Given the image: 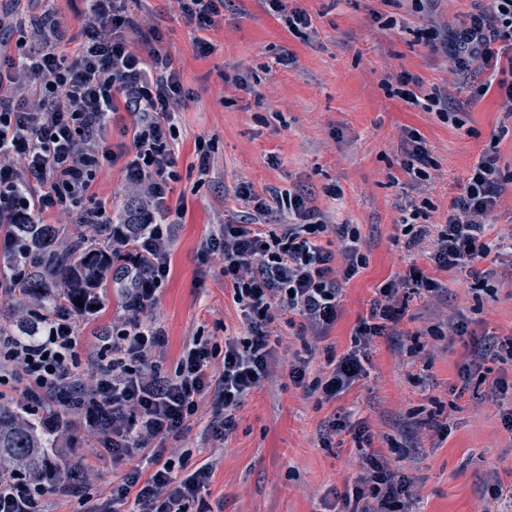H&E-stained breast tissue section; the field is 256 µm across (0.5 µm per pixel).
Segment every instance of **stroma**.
I'll return each mask as SVG.
<instances>
[{"label": "stroma", "mask_w": 512, "mask_h": 512, "mask_svg": "<svg viewBox=\"0 0 512 512\" xmlns=\"http://www.w3.org/2000/svg\"><path fill=\"white\" fill-rule=\"evenodd\" d=\"M302 8L318 34L306 40L290 33L279 14L260 0H231L224 20L210 31L215 52L197 57L176 0H153L137 15L141 32L161 28L163 45L182 73L195 102L177 116L176 167L169 204L182 211L171 244V273L151 310L167 336L154 359L173 373L188 342L197 336L243 335L244 321L224 286L223 263L202 243L213 223L240 219L236 187L256 191L303 190L334 224L357 227L368 257L365 269L344 286L341 315L326 343L317 344L309 373L321 374L326 344L345 352L378 286L408 277L411 268L431 272L430 243L406 250L398 227L410 204L429 201L426 221L444 222L478 157L495 152L512 176V134H501V104L495 94L470 99L460 93L461 124L444 120L399 98L388 97L384 77L410 74L424 85H455L445 52L431 51L418 29L445 28L466 12L469 0H433L424 11L411 0H288ZM395 18L390 29L381 19ZM289 64H279L283 54ZM246 80L247 89L235 85ZM415 128L427 142L434 165L423 186L401 168L403 131ZM217 136L206 181L197 176L195 140ZM487 282H479L480 274ZM441 292L410 299L398 323L399 336L378 338L367 378L328 403L306 394L288 378V362L302 354L293 328L278 323V360L269 380L245 397L237 426L224 447L209 432V396L199 399L190 427L165 444V456L187 457L189 466L215 463L203 490L216 512H334V491L358 473L360 454L349 434L323 447L329 418L366 419L373 446L413 480L409 512H512L490 497L493 481L512 483V432L501 416L512 402L494 396L483 376L512 377V366L486 360L481 375L462 382L461 343L451 341L448 322L465 316L477 335L512 336V256H489L473 271L442 272ZM118 290L94 319H79L81 372H89L103 338L123 313ZM55 412L75 435L65 449L64 482L84 485L96 500L109 497L111 467H100L98 437L83 418L62 405ZM452 425L448 437L420 429L429 414Z\"/></svg>", "instance_id": "obj_1"}]
</instances>
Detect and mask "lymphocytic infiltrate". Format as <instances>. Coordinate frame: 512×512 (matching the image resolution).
Masks as SVG:
<instances>
[{"mask_svg":"<svg viewBox=\"0 0 512 512\" xmlns=\"http://www.w3.org/2000/svg\"><path fill=\"white\" fill-rule=\"evenodd\" d=\"M81 41L64 54L67 24L48 11L42 20L55 37L48 43L27 42L0 22V223L33 224L51 212H73L82 224H111L112 253L119 260L114 280L121 285L125 317L105 342L108 352L92 376L84 406L90 425L101 424L102 410L112 413L103 451L122 463L134 451H149L152 469L126 470L112 484L113 503L128 512H212L202 498L214 466L188 469L164 455L163 442L180 436L198 411L197 398L213 395L210 427L215 440L228 442L236 427L235 411L243 398L272 373L276 349L272 324L283 320L300 341L327 337L340 316L341 285L367 265L356 227L330 224L302 191L266 199L247 183L235 197L251 210L250 221H225L202 247L224 263V283L247 328L243 337L223 342L197 337L183 350L172 375H161L152 361L166 336L147 321L171 271L175 224L167 220L175 180V120L193 94L185 89L170 53L161 49L163 33H139L128 0H83ZM192 33L197 56L215 50L208 31L224 17V0H177ZM430 48L447 51L472 96L497 91L512 119V0H471V8L447 33L421 30ZM389 96L405 97L424 110H438L457 121L459 104L439 86H424L413 76L386 84ZM128 112V142L111 143L106 130L119 112ZM120 165L125 183L138 193L151 219L112 223L98 200L96 176L104 166ZM505 177L498 157L483 152L462 193L443 223H419L412 209L402 232L406 249L431 241L436 270L470 267L492 251L505 248L504 238L490 236V217L503 193ZM281 217L270 227V216ZM336 233L339 252L317 244ZM436 278L417 274L390 279L356 326L348 350L328 353V369L308 375L309 360L296 358L288 377L305 393L321 392L325 400L348 392L367 377L371 345L389 335L407 296L438 291ZM78 325L73 317L48 319L34 341L0 335V366L15 367L31 397L48 398L75 385ZM222 370L213 373L214 359ZM409 482L379 454H366L351 490L340 494L345 512H401L400 498ZM0 512H43L42 492L33 482L0 475Z\"/></svg>","mask_w":512,"mask_h":512,"instance_id":"lymphocytic-infiltrate-1","label":"lymphocytic infiltrate"}]
</instances>
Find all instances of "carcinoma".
<instances>
[{"label": "carcinoma", "mask_w": 512, "mask_h": 512, "mask_svg": "<svg viewBox=\"0 0 512 512\" xmlns=\"http://www.w3.org/2000/svg\"><path fill=\"white\" fill-rule=\"evenodd\" d=\"M0 240V278L21 306V317L0 324L1 333L33 340L46 316L85 315L79 300L105 306L115 263L112 225L0 223ZM72 442L65 427L0 404L1 469L50 480L48 462Z\"/></svg>", "instance_id": "carcinoma-1"}]
</instances>
